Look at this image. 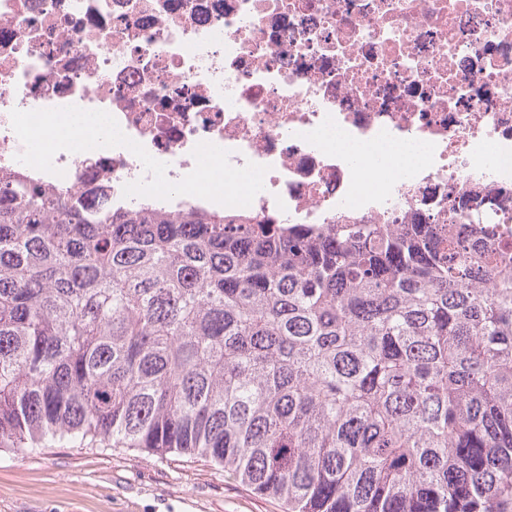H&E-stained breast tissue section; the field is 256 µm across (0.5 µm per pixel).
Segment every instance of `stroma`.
<instances>
[{"label":"stroma","mask_w":512,"mask_h":512,"mask_svg":"<svg viewBox=\"0 0 512 512\" xmlns=\"http://www.w3.org/2000/svg\"><path fill=\"white\" fill-rule=\"evenodd\" d=\"M0 512H282L223 469L127 448L0 455Z\"/></svg>","instance_id":"obj_1"}]
</instances>
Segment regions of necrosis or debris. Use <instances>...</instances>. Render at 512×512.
Wrapping results in <instances>:
<instances>
[{"mask_svg":"<svg viewBox=\"0 0 512 512\" xmlns=\"http://www.w3.org/2000/svg\"><path fill=\"white\" fill-rule=\"evenodd\" d=\"M104 110L166 163L196 144L266 166L246 212L275 224H439L512 194V0H0V170L85 191L147 179L127 148L18 160L19 109ZM425 144L389 175L351 143Z\"/></svg>","mask_w":512,"mask_h":512,"instance_id":"4bbe7bcc","label":"necrosis or debris"}]
</instances>
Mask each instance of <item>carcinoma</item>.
Here are the masks:
<instances>
[{
	"label": "carcinoma",
	"instance_id": "cac0c4a2",
	"mask_svg": "<svg viewBox=\"0 0 512 512\" xmlns=\"http://www.w3.org/2000/svg\"><path fill=\"white\" fill-rule=\"evenodd\" d=\"M272 224L0 172V452L205 459L286 512H512V209Z\"/></svg>",
	"mask_w": 512,
	"mask_h": 512
}]
</instances>
